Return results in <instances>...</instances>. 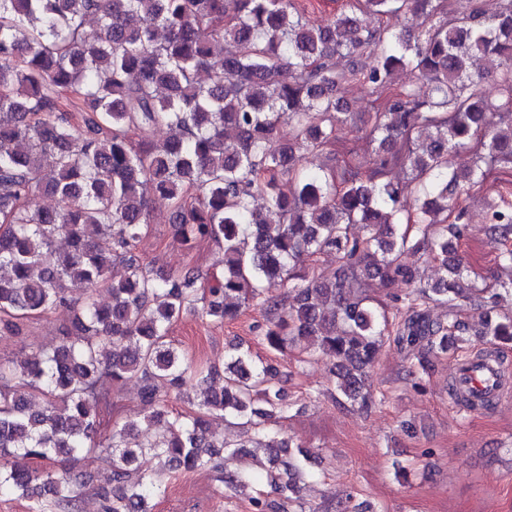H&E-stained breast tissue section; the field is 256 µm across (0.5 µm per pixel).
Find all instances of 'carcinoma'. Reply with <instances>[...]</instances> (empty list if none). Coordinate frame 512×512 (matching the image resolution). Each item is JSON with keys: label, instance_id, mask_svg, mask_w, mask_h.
Segmentation results:
<instances>
[{"label": "carcinoma", "instance_id": "carcinoma-1", "mask_svg": "<svg viewBox=\"0 0 512 512\" xmlns=\"http://www.w3.org/2000/svg\"><path fill=\"white\" fill-rule=\"evenodd\" d=\"M453 2L347 0L313 26L297 0H0V343L73 309L50 346L0 361V493L37 499L33 512H78L55 462L97 452L112 484L101 512H153L173 469L252 491V512L300 500L320 455L271 432L291 408L279 369L238 342L215 387L218 369L168 338L186 315L224 323L258 310L261 344L330 358L328 397L362 410L375 405L366 381L385 343L416 352L427 374L464 342L466 323L434 319L431 302L476 306L480 335L512 343V311H501L512 285L473 287L458 254L460 198L488 163L512 165V0L492 15L480 0L465 12ZM408 15L416 23L398 27ZM403 71L430 93L396 86ZM354 81L374 95L362 127L342 105ZM346 125L372 145L363 164L338 136ZM161 127L170 135L152 140ZM464 151L470 163L452 167ZM41 195L66 205L40 207ZM155 196L176 240L222 252L201 293L199 271L157 273L134 254ZM488 233L512 267V212H493ZM410 250L436 265L433 282L404 262ZM327 254L329 280L312 267ZM371 288L389 289L395 317ZM131 378L139 420L121 423L115 397ZM189 387L192 409H168ZM214 415L237 438L212 431ZM249 448L267 449L265 462L226 469ZM143 456L159 468L142 469ZM33 459L49 466L32 471Z\"/></svg>", "mask_w": 512, "mask_h": 512}]
</instances>
